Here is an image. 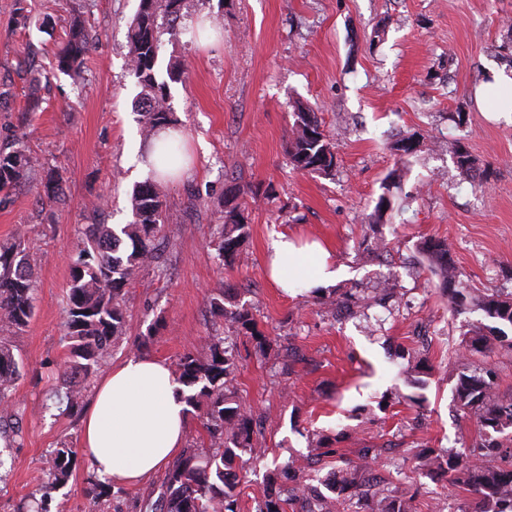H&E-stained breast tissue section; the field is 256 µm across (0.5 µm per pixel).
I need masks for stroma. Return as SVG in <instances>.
Returning a JSON list of instances; mask_svg holds the SVG:
<instances>
[{
	"instance_id": "stroma-1",
	"label": "stroma",
	"mask_w": 512,
	"mask_h": 512,
	"mask_svg": "<svg viewBox=\"0 0 512 512\" xmlns=\"http://www.w3.org/2000/svg\"><path fill=\"white\" fill-rule=\"evenodd\" d=\"M138 0H0V149L30 155L35 169L0 193V245L26 231L36 279L35 315L13 337L23 367L9 416L19 446L0 440V512H140L165 472L136 485L100 484L84 464L68 482L46 485L42 467L61 440L81 442V417L46 410L65 388L69 359L63 324L69 257L86 225L126 224L129 198L145 181L144 140L130 73L128 26ZM182 34L163 36L159 78L187 137L188 167L159 182L170 216L157 235L158 258L125 290L126 323L109 363L142 352L175 365L209 337L236 340L234 387L263 420L261 456L245 455L237 512H257L269 470L313 461L321 479L357 463L369 445L393 448L399 481L415 512H458L462 485L430 478L408 450L467 453L477 432L458 407L460 373L493 369L496 393L512 398V353L457 359L454 350L482 312L454 316L430 274L413 276L416 246L446 240L473 293H512V112L483 100L493 75L512 79V0H184ZM93 36L82 69L63 73L56 54L74 20ZM182 73H167L170 59ZM316 112L334 146L331 175L297 171L288 159L293 114ZM419 146L399 157L396 140ZM460 143L476 167L458 168ZM63 177V196L45 198L47 171ZM403 211L370 227L384 184ZM233 199L248 235L233 262L217 251L224 201ZM286 233L330 245L339 275L322 293L282 291L269 279L266 246ZM402 295L368 318L339 316L326 298H367L382 268ZM246 305L270 342L257 352L215 314ZM432 368L423 406L399 397L410 360ZM327 437L330 455L310 449Z\"/></svg>"
}]
</instances>
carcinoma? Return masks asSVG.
Instances as JSON below:
<instances>
[{
    "instance_id": "cac0c4a2",
    "label": "carcinoma",
    "mask_w": 512,
    "mask_h": 512,
    "mask_svg": "<svg viewBox=\"0 0 512 512\" xmlns=\"http://www.w3.org/2000/svg\"><path fill=\"white\" fill-rule=\"evenodd\" d=\"M184 0H139L129 29L131 72L141 87L140 99L153 101L143 112L142 132L150 139L156 131L176 124L167 106V85L158 80L157 61L162 36L180 33L179 22ZM90 40L85 28L76 23L67 44L57 54V67L76 70L88 51ZM288 156L301 171L331 174L334 152L321 130L316 113L300 108L294 113ZM32 158L19 152L0 151V191L24 179ZM133 221L117 235L107 224H90L80 246L71 258V287L68 296L65 337L69 360L63 376L89 381L103 371L112 344L123 335L125 324L124 288L136 270L155 258L154 241L160 224L168 219L153 180L134 188L130 196ZM393 210L392 198L381 195L371 214V223L380 224ZM248 224L232 207L225 211L219 227L218 256L229 262L247 237ZM426 268L438 277L439 287L448 294V307L456 314L477 309L490 325L463 334L456 356L467 359L485 355L498 347L512 352V296L495 291L480 295L464 285L450 257L448 242L428 238L420 243ZM213 311L227 319L236 331L256 340L259 350L266 338L255 330L251 311L244 307L227 309L224 297L214 299ZM34 315V279L25 258L23 237L0 246V404L10 403L21 362L14 353L9 334L27 326ZM238 368L236 343L217 337L204 352L186 351L176 363L175 380L183 386L187 406L203 411L204 427L212 451L199 455L185 451L178 457L155 497L148 496L144 512H237L236 484L225 480L237 452L256 454L259 440L253 418L235 399L230 382ZM424 366L416 364L407 373V383L417 392L406 400L420 406L421 391L428 381ZM491 371L459 375L456 402L475 418L477 439L468 453L428 450L417 456L418 467L432 477L460 481L473 495L460 512H512V400L505 403L494 392ZM84 387L74 384L64 394L50 397L47 408L72 416L82 408ZM77 451L63 440L44 461L50 487L64 485L77 464ZM359 464H346L331 472L334 479L323 480V487L300 484L286 499L276 489L278 475L268 478L265 500L259 512H283V505L303 503L302 512H340L346 501L357 498L365 512H412L408 501L391 483L370 473L378 463L372 449L360 450Z\"/></svg>"
}]
</instances>
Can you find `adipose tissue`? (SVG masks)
Masks as SVG:
<instances>
[{
    "instance_id": "1",
    "label": "adipose tissue",
    "mask_w": 512,
    "mask_h": 512,
    "mask_svg": "<svg viewBox=\"0 0 512 512\" xmlns=\"http://www.w3.org/2000/svg\"><path fill=\"white\" fill-rule=\"evenodd\" d=\"M273 282L282 289L302 281L323 288L336 278L331 250L301 245L288 235L268 245ZM185 403L180 386L162 360L135 353L110 366L97 387L82 429L88 471L118 485L138 483L157 472L184 446Z\"/></svg>"
}]
</instances>
